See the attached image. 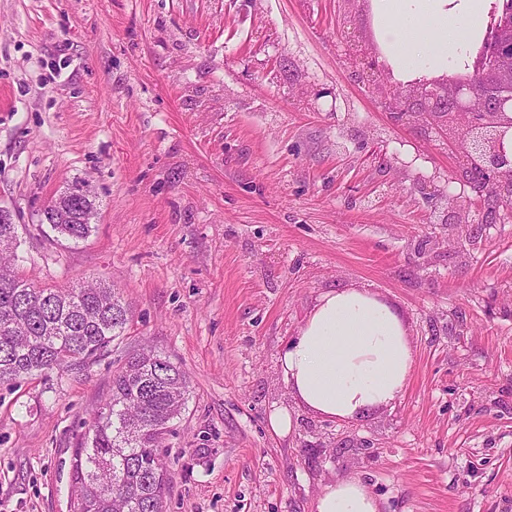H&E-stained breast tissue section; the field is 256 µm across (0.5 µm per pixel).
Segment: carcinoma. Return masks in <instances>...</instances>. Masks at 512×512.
Returning <instances> with one entry per match:
<instances>
[{
    "mask_svg": "<svg viewBox=\"0 0 512 512\" xmlns=\"http://www.w3.org/2000/svg\"><path fill=\"white\" fill-rule=\"evenodd\" d=\"M72 224H53L78 242L91 232L95 197L73 194ZM17 225L0 223V382L102 355L125 330L129 307L98 282L37 288L13 272ZM188 394L185 372L152 349L130 355L71 463L74 512H166L171 483L163 441Z\"/></svg>",
    "mask_w": 512,
    "mask_h": 512,
    "instance_id": "cac0c4a2",
    "label": "carcinoma"
}]
</instances>
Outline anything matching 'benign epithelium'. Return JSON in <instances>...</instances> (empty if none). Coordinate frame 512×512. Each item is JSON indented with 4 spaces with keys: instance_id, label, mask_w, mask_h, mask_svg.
I'll list each match as a JSON object with an SVG mask.
<instances>
[{
    "instance_id": "benign-epithelium-1",
    "label": "benign epithelium",
    "mask_w": 512,
    "mask_h": 512,
    "mask_svg": "<svg viewBox=\"0 0 512 512\" xmlns=\"http://www.w3.org/2000/svg\"><path fill=\"white\" fill-rule=\"evenodd\" d=\"M487 56L492 59L484 72V84L472 81L450 82L448 75L422 77L399 85L395 95L403 94L417 102L422 130H441L448 140V151L466 167L477 166L484 175V185L474 188L463 180L464 189L448 190V223L465 226L489 209L503 206L496 196L499 177L512 169V146L507 135L512 129V44L491 43ZM453 111L443 112L446 101ZM464 129L467 136L458 138L453 130ZM48 224H68L66 203L57 199L45 208Z\"/></svg>"
}]
</instances>
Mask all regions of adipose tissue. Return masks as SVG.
I'll use <instances>...</instances> for the list:
<instances>
[{
  "label": "adipose tissue",
  "mask_w": 512,
  "mask_h": 512,
  "mask_svg": "<svg viewBox=\"0 0 512 512\" xmlns=\"http://www.w3.org/2000/svg\"><path fill=\"white\" fill-rule=\"evenodd\" d=\"M382 16V37L396 71L426 62L446 66L478 10L449 20L442 0H394ZM285 382L299 406L332 420H350L392 406L412 374L413 351L399 312L366 288L332 289L313 310L280 358ZM315 512H380L358 476L326 483Z\"/></svg>",
  "instance_id": "adipose-tissue-1"
}]
</instances>
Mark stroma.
Returning a JSON list of instances; mask_svg holds the SVG:
<instances>
[{"mask_svg":"<svg viewBox=\"0 0 512 512\" xmlns=\"http://www.w3.org/2000/svg\"><path fill=\"white\" fill-rule=\"evenodd\" d=\"M382 0H0V207L39 288L100 279L131 312L97 361L0 384V512H69L73 453L150 345L188 375L168 512H313L358 475L380 512H512V217L443 223L460 172L384 107ZM83 181L92 231L48 201ZM394 306V405L294 406L279 358L335 288ZM293 410L275 434L272 407ZM75 182L68 187L57 198L71 203V213L74 216V223H70V216L67 213L66 203L60 199L54 200L45 208L46 214L43 213L44 221L49 224L53 231L60 236L78 242L85 239L91 232V219L95 214L96 205L95 197H81L73 194Z\"/></svg>","mask_w":512,"mask_h":512,"instance_id":"1","label":"stroma"}]
</instances>
